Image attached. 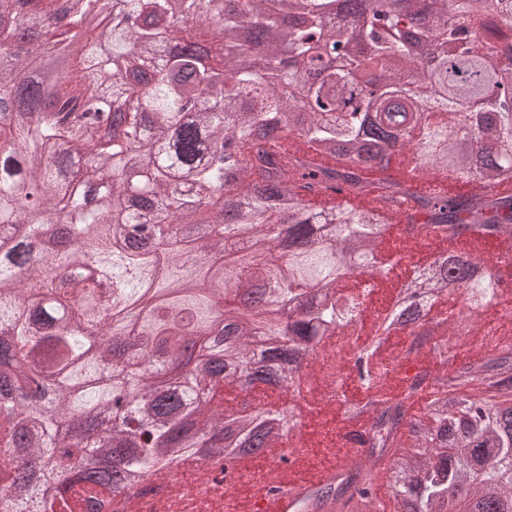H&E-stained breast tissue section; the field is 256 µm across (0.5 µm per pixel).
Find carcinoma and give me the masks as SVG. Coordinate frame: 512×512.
I'll use <instances>...</instances> for the list:
<instances>
[{"instance_id": "cac0c4a2", "label": "carcinoma", "mask_w": 512, "mask_h": 512, "mask_svg": "<svg viewBox=\"0 0 512 512\" xmlns=\"http://www.w3.org/2000/svg\"><path fill=\"white\" fill-rule=\"evenodd\" d=\"M0 0V512H74L207 449L277 442L303 364L363 305L336 282L379 261L385 215L450 242L512 236V196L418 189L413 167L512 180V13L503 0ZM216 30L204 53L188 21ZM288 83L289 97L279 92ZM345 203L316 204L322 192ZM234 229L201 246L184 224ZM147 232L132 242L124 228ZM375 326L417 349L445 295L498 278L450 247ZM80 315L99 327L79 354ZM261 326L253 342L252 324ZM31 360L50 397L28 391ZM429 394L421 411L410 398ZM363 445L388 459L396 512H512V349L372 399ZM373 494L359 467L325 491Z\"/></svg>"}]
</instances>
